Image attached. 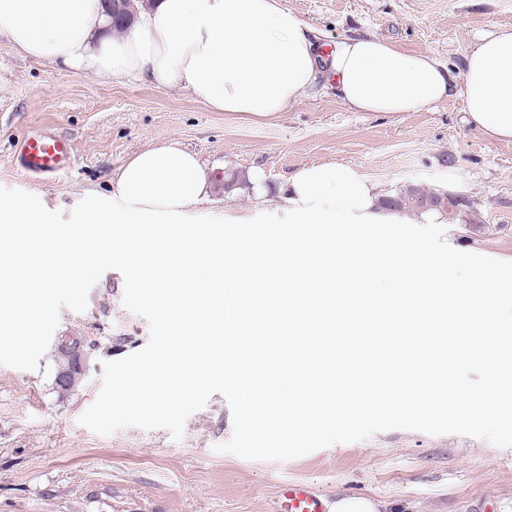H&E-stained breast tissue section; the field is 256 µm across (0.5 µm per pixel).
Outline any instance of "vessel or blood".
Listing matches in <instances>:
<instances>
[{"mask_svg": "<svg viewBox=\"0 0 512 512\" xmlns=\"http://www.w3.org/2000/svg\"><path fill=\"white\" fill-rule=\"evenodd\" d=\"M74 149L72 143L48 131H33L18 140L14 156L26 173L54 179L70 167ZM270 512H327L323 495L306 482H283Z\"/></svg>", "mask_w": 512, "mask_h": 512, "instance_id": "b4317fda", "label": "vessel or blood"}]
</instances>
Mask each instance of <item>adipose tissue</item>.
Segmentation results:
<instances>
[{"label": "adipose tissue", "instance_id": "ef3b65f1", "mask_svg": "<svg viewBox=\"0 0 512 512\" xmlns=\"http://www.w3.org/2000/svg\"><path fill=\"white\" fill-rule=\"evenodd\" d=\"M1 35L39 62L98 78L174 85L213 111L247 118L277 116L314 92L325 75L355 112H413L454 94L474 130L490 140L512 141V28L478 43L456 85L431 54L406 53L373 36L344 37L321 54L314 30L282 0H155L138 30L123 37L112 35L100 0H0ZM207 185L197 156L178 142L163 141L123 163L112 196L128 223L176 224L183 237L205 236L203 250L175 255L182 268L201 264L209 271L207 278L186 283L202 299L188 314L189 341L215 380L233 371L242 409L254 413L271 394L257 385L263 346L254 326V294L269 268L246 241L204 234L186 223L191 208L205 200ZM282 202L291 223L331 227L333 252L324 265L291 249L290 235H283L291 271L365 287L398 288L411 280L430 293L455 279L452 299L465 312L460 327L466 339L457 360L488 363V345L512 320L499 313L498 281L485 273L484 256L459 279L404 242L379 253L352 235L351 227L397 224L401 213L384 207L376 187L345 164L302 167L289 177Z\"/></svg>", "mask_w": 512, "mask_h": 512}]
</instances>
